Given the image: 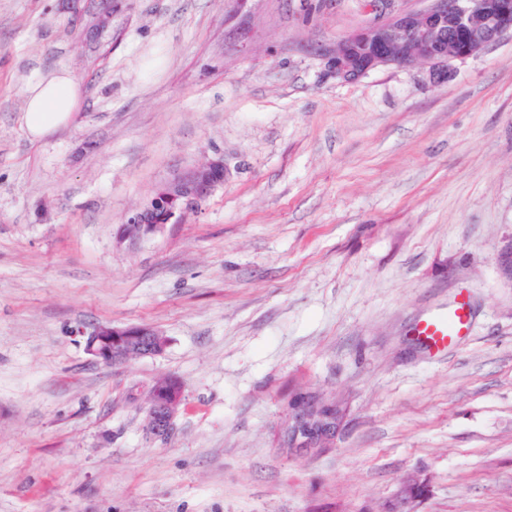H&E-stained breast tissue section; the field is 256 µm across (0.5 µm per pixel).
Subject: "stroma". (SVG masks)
Instances as JSON below:
<instances>
[{
	"instance_id": "stroma-1",
	"label": "stroma",
	"mask_w": 512,
	"mask_h": 512,
	"mask_svg": "<svg viewBox=\"0 0 512 512\" xmlns=\"http://www.w3.org/2000/svg\"><path fill=\"white\" fill-rule=\"evenodd\" d=\"M363 0H122L97 38L62 0H0V512H512V33L455 62L353 82L325 53ZM63 67L70 121L40 139L25 90ZM183 223L116 244L133 209L209 159ZM468 336L414 335L458 296ZM156 356L103 363L97 325ZM185 385L167 438L145 395ZM334 398L288 452L293 393ZM166 339L144 325L116 327L101 324L87 337L86 352L98 361L113 363L130 357L155 356L163 352ZM427 493L426 484L417 476H410L402 480L398 491L396 503L387 512H414L413 503L420 501Z\"/></svg>"
}]
</instances>
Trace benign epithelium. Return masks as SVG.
<instances>
[{
    "label": "benign epithelium",
    "mask_w": 512,
    "mask_h": 512,
    "mask_svg": "<svg viewBox=\"0 0 512 512\" xmlns=\"http://www.w3.org/2000/svg\"><path fill=\"white\" fill-rule=\"evenodd\" d=\"M102 10L92 14L87 33L98 35L112 18V0H102ZM396 0H368L371 13H388L377 22L360 28L336 43L325 54L327 73L343 82L359 79L386 65L428 68L429 79L444 80L450 66L477 55L501 35L512 32V0H428L426 9L416 12L394 8ZM221 158L192 167L162 184L148 202L131 211L117 228V242L155 236L167 225L177 223L188 212L199 209L218 187L224 184ZM166 339L144 325L116 327L101 324L87 337L86 352L98 361L113 363L163 352ZM184 396V384L161 393L147 409L149 433L165 438L171 434L174 419ZM321 397L304 393L292 405L288 419V447L311 450L314 444L329 447L340 424L316 415ZM427 493L426 484L416 476L402 480L396 503L389 512H414L413 503Z\"/></svg>",
    "instance_id": "1"
}]
</instances>
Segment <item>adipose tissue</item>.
<instances>
[{
	"label": "adipose tissue",
	"mask_w": 512,
	"mask_h": 512,
	"mask_svg": "<svg viewBox=\"0 0 512 512\" xmlns=\"http://www.w3.org/2000/svg\"><path fill=\"white\" fill-rule=\"evenodd\" d=\"M79 102V84L64 68L43 75L25 92L24 121L28 134L40 138L66 123Z\"/></svg>",
	"instance_id": "ef3b65f1"
}]
</instances>
